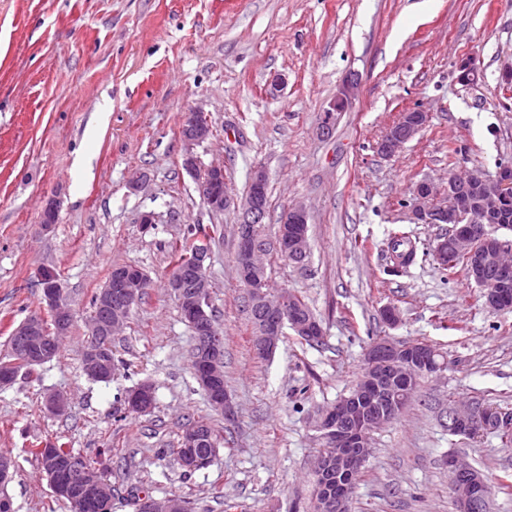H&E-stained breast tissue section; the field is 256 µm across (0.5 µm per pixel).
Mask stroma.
Instances as JSON below:
<instances>
[{
    "mask_svg": "<svg viewBox=\"0 0 512 512\" xmlns=\"http://www.w3.org/2000/svg\"><path fill=\"white\" fill-rule=\"evenodd\" d=\"M468 58L480 73L459 81ZM512 0H0V357L15 326L45 312L41 267L56 269L76 318L36 377L0 388V452L15 469L0 491L14 512H70L54 499L30 449L61 440L108 474L112 512H134L132 490L183 494L194 512H308L321 409L346 396L374 341L428 342L447 367L423 380L404 415L374 433L351 512H456L445 459H465L495 487L487 512H512V448L497 434L470 438L448 414L479 401L512 411V312L449 279L429 247L447 230L412 216L428 179L512 165ZM352 104L331 135L321 116L347 79ZM201 110L213 129L187 147L182 116ZM425 126L396 154L378 146L400 114ZM220 163L235 200L265 170L262 235L295 205L308 212L304 264L269 254L270 287L293 293L324 328L308 345L286 330L259 357L247 292L236 273L238 211L211 213L186 152ZM147 176L130 189V171ZM56 224L43 229L48 200ZM155 216L143 228L141 213ZM219 225L207 275L224 333V388L232 417L214 411L192 374L194 337L168 288L169 251L187 226ZM417 247L397 266L390 240ZM145 269L152 286L114 338L111 383L89 380L81 346L92 296L113 266ZM400 312L395 327L383 306ZM156 388L152 413L125 410L128 390ZM69 401L45 414L47 393ZM206 418L224 439L210 466L183 478L174 453L185 425Z\"/></svg>",
    "mask_w": 512,
    "mask_h": 512,
    "instance_id": "obj_1",
    "label": "stroma"
}]
</instances>
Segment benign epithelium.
Listing matches in <instances>:
<instances>
[{"instance_id": "1", "label": "benign epithelium", "mask_w": 512, "mask_h": 512, "mask_svg": "<svg viewBox=\"0 0 512 512\" xmlns=\"http://www.w3.org/2000/svg\"><path fill=\"white\" fill-rule=\"evenodd\" d=\"M459 79L472 83L480 73L469 59L457 63ZM341 109L330 102L324 110L320 132L330 135ZM428 115L418 109L401 113L380 144L381 152L392 156L425 124ZM180 134L187 146L203 143L213 136L212 126L203 112L190 110L182 118ZM204 180L199 185L204 204L214 213L229 207L232 199L224 185V165L211 164L204 168ZM413 215L424 224H450L449 236L434 243L432 254L440 267L448 265V256L463 254L468 261L470 280L484 290L486 304L499 310H508V294L512 292V244L487 230L485 224L463 223L468 213L478 211L491 215L503 204L512 201V166L505 167L499 177L490 180L472 172L448 178V186L437 187L429 180L417 183L414 193ZM293 224L282 226L273 247L285 259L294 263L308 256L309 243L302 224L307 211L298 205L289 210ZM264 206L257 194L244 198L240 207L236 265L243 283L254 293L255 334L253 346L262 355H271L284 332L285 325L304 335L315 337L322 328L300 307L287 304V293L277 296L267 288L264 264L260 257L268 245L253 232V225L263 223ZM209 252L201 251L189 267L176 271L169 279V288L175 295L184 317L198 331L193 350V370L199 384L208 394L211 405L228 415L232 412L230 398L222 385V357L224 337L214 326L205 304L210 299V283L205 271ZM43 301L54 318V329L43 326L39 313L28 316L14 329L15 345L33 364L52 360L59 339L66 335L74 321L71 309L63 300V288L57 272L44 267L39 271ZM151 283L142 268L130 266L112 277V283L98 296L97 310L92 313L89 331L92 336L113 335L124 326L126 315L137 303L142 292ZM82 362L91 375H105L112 371L101 350L92 345L83 350ZM369 368L360 377L350 393L322 414L317 429L322 441L336 448L330 456L317 457L314 474L321 481L319 512H349L350 490L355 471L369 456L372 432L394 421L408 404L412 384L421 374H437L446 363L436 360V350L418 343H394L379 340L366 354ZM128 409L146 413L154 404L151 383L143 382L125 396ZM494 415L490 409L476 404L466 411H454L449 416V429L461 435L475 436L493 428ZM207 437L203 429L195 427L182 436L180 463L193 470L206 466L211 449L202 447ZM46 463L42 470L54 496L69 504L71 512H86L107 504V492L98 472L75 457L65 464L55 457V449L43 448ZM448 467L457 478L454 498L458 512H479L480 503L487 494L485 479L468 464L452 457ZM136 512H180L176 501H162L145 493L138 495Z\"/></svg>"}]
</instances>
